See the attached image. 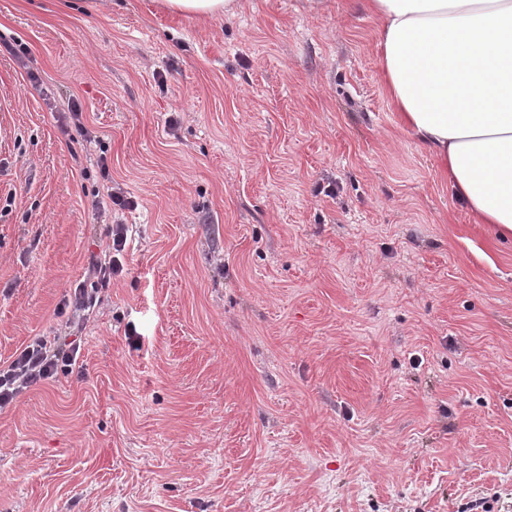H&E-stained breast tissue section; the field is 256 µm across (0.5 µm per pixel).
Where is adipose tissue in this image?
<instances>
[{"instance_id": "adipose-tissue-1", "label": "adipose tissue", "mask_w": 512, "mask_h": 512, "mask_svg": "<svg viewBox=\"0 0 512 512\" xmlns=\"http://www.w3.org/2000/svg\"><path fill=\"white\" fill-rule=\"evenodd\" d=\"M386 88L479 223L512 236V0H368Z\"/></svg>"}]
</instances>
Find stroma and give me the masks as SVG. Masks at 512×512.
Segmentation results:
<instances>
[{"label":"stroma","mask_w":512,"mask_h":512,"mask_svg":"<svg viewBox=\"0 0 512 512\" xmlns=\"http://www.w3.org/2000/svg\"><path fill=\"white\" fill-rule=\"evenodd\" d=\"M378 41L364 0H0V365L137 203L82 375L0 412V512H512V242ZM157 8L185 15L214 18L235 13L239 0H153ZM105 198H99V191L96 193L95 198L93 200V206L98 210L101 216L110 212V209L113 205L117 206L119 209H131L137 206V203L131 198L125 195L123 189L117 184V186H107V192Z\"/></svg>","instance_id":"1"}]
</instances>
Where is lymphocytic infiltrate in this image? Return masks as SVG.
Returning a JSON list of instances; mask_svg holds the SVG:
<instances>
[{"mask_svg": "<svg viewBox=\"0 0 512 512\" xmlns=\"http://www.w3.org/2000/svg\"><path fill=\"white\" fill-rule=\"evenodd\" d=\"M108 238L104 249L90 255L85 279L69 289L60 307L67 316L68 333L37 337L6 367H0V412L22 394L76 367L82 351L81 333L96 314L99 294L124 269L127 225H109Z\"/></svg>", "mask_w": 512, "mask_h": 512, "instance_id": "lymphocytic-infiltrate-1", "label": "lymphocytic infiltrate"}]
</instances>
